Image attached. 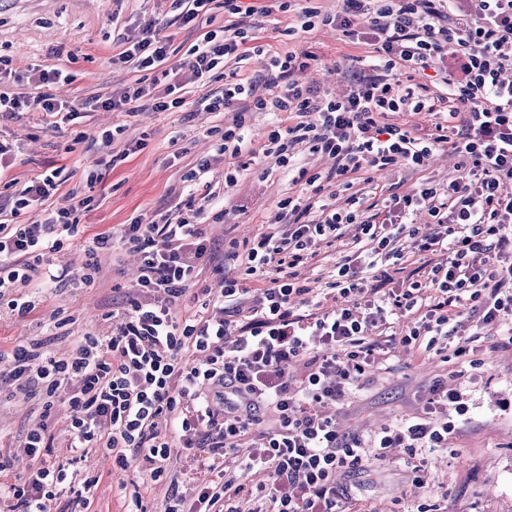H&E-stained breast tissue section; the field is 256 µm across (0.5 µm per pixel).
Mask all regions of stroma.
I'll list each match as a JSON object with an SVG mask.
<instances>
[{
  "label": "stroma",
  "instance_id": "35a3bbf8",
  "mask_svg": "<svg viewBox=\"0 0 512 512\" xmlns=\"http://www.w3.org/2000/svg\"><path fill=\"white\" fill-rule=\"evenodd\" d=\"M115 15L120 24L112 23ZM128 23L170 37L174 49L170 63L176 67L189 63V50L200 35L161 0H0V58L17 71L32 64L63 62L74 80L51 86V94L69 102L84 100L133 80V73L115 61ZM296 24L295 12L272 14L265 18L257 44L268 55L292 49L315 52L318 65L298 78L316 86L320 94H339L346 89L349 74L370 72L374 49L369 28H360L354 39L328 26L289 38L286 31ZM223 89L224 78L218 75L173 111L146 109L128 116L89 108L58 128L43 124L34 112L0 119V141L19 148L8 178L0 179V203L14 195L15 181L56 167L82 169L100 158L103 132L117 133L110 147L117 160L104 169L102 180L92 189L91 209L77 211L76 233L49 257L54 270H66V277L45 288L42 304L29 317H0V351L35 339L50 354L64 356L73 351L78 336L109 332L108 313L127 307L138 292L139 260L123 242L125 224L136 217L146 224L157 214L185 204L189 193L185 177L199 161L212 162L205 178L217 196L206 203L201 222L208 241L221 252L212 259L202 258L188 293L173 307L177 317L198 310L194 294L199 289L219 294L225 277L237 274L239 261L223 257L231 243L278 232L270 217L280 199L299 194L300 188L275 158L264 156L238 174L235 186H226L228 169L215 156L221 144L219 128L231 116L205 112L203 105L204 97ZM140 139L144 148L126 154V146ZM454 164V157L439 149L424 171L383 170L375 188L410 190L426 180L444 185L455 173ZM375 188L364 189L366 203L375 201ZM101 232L112 233L114 250L102 258L97 279L87 284L80 278L84 250ZM353 247L348 234L321 248L313 263L301 269L300 280L313 288L325 287L336 278L337 262ZM505 332L504 326L482 324L465 314L449 323L442 352L422 353L393 343L383 363L367 372L357 389L325 406L341 434L365 440L424 416L430 390L438 382L457 390L467 408L462 417L455 410L447 412L455 424L447 449L389 448L383 458L373 457L338 472L336 483L348 492L344 512H512V343ZM43 423L54 437L52 455L68 457L65 408L48 415L41 400L28 391H0V454L14 459L12 469L0 473V485L27 477L30 461L22 449L23 439ZM72 468L79 476L98 479L92 512H125L127 488L141 493L146 512L164 510L167 483L151 481L134 464L124 471L117 469L103 449H92Z\"/></svg>",
  "mask_w": 512,
  "mask_h": 512
}]
</instances>
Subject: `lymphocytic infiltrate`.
Segmentation results:
<instances>
[{
  "instance_id": "1",
  "label": "lymphocytic infiltrate",
  "mask_w": 512,
  "mask_h": 512,
  "mask_svg": "<svg viewBox=\"0 0 512 512\" xmlns=\"http://www.w3.org/2000/svg\"><path fill=\"white\" fill-rule=\"evenodd\" d=\"M340 2L333 14L302 7L299 27L287 33L321 25L351 37L366 26L377 51L375 75L354 76L342 96L321 97L294 79L316 55L293 50L265 57L264 93H256L251 77L224 72L223 94L206 105L233 115L219 147L229 168L226 184L235 185L238 173L263 154L292 168L302 188L279 203L281 235L246 242L241 277L224 282L221 315L198 312L180 321L171 311L207 250L199 209L175 221H137L127 225L124 238L141 257V297L113 314L111 333L84 334L65 357L45 355L34 344L17 347L13 368L0 371V383L42 394L45 411L67 405L71 461L100 446L118 468L135 460L151 480L169 479L165 512H341L346 493L336 485L337 471L398 445L447 447L454 430L451 421L432 418L458 401L455 390L442 386L428 401V417L367 441L341 435L335 419L321 412L322 404L345 398L381 363V337L391 318L418 310L400 341L423 352L434 350L465 307L482 321L512 325V0ZM223 7L233 19L250 18V25L234 21L206 31L190 50L186 75L167 64L169 38L147 30L124 37L118 59L137 77L98 97L101 108L133 114L148 96L153 111L181 108L188 89L224 71L227 58H246L259 18L291 4L223 0ZM157 69L167 83L155 95L141 75ZM420 69L434 70L446 94L415 82L412 73ZM28 72L35 92L0 90L1 113L35 112L54 126L60 114L79 112V104H60L47 91L71 82L65 68L32 65ZM252 112L275 117L257 150L247 139ZM415 115L432 118L429 131L412 123ZM299 144L333 158V167L322 173L295 165L292 151ZM441 146L459 159L447 186L426 182L391 195L376 214L352 195L357 178L372 182L389 167L423 170ZM327 187L348 193L347 207L324 203ZM351 226L370 247L345 259L327 295L298 281V268L320 245L340 240ZM76 228L73 209L65 207L50 210L38 224L0 223V300L8 316L22 319L37 309L38 289L56 277L41 271L40 262L60 250L61 233ZM403 236L434 262L426 280L410 277L396 288L390 261L399 258L395 244ZM19 283L34 288V295H14ZM190 349L201 360L187 362ZM304 355L306 372L290 374ZM163 416L172 435L157 429ZM52 445L47 428L27 433L31 473L6 490L14 512H53L67 492L74 512H89L96 479L76 484L71 461L47 455ZM176 445L209 473L191 501L169 476ZM228 467L239 469L245 483L226 482Z\"/></svg>"
}]
</instances>
